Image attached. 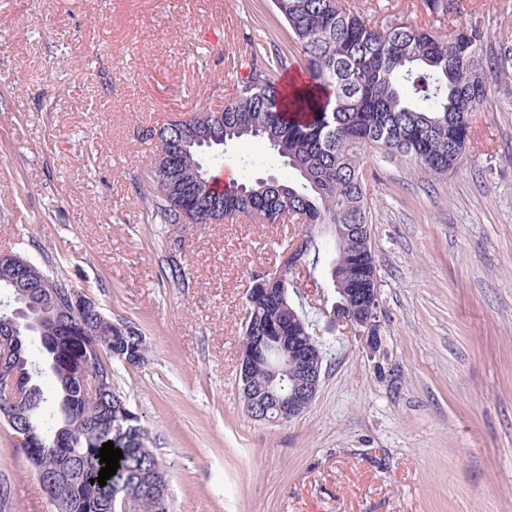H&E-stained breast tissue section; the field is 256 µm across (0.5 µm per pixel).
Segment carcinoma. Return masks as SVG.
Returning <instances> with one entry per match:
<instances>
[{
  "mask_svg": "<svg viewBox=\"0 0 512 512\" xmlns=\"http://www.w3.org/2000/svg\"><path fill=\"white\" fill-rule=\"evenodd\" d=\"M450 0H423L438 20L451 17ZM290 29L311 87L286 96L277 75L290 67L287 57L253 48L246 73L220 110L172 120L151 133L156 150L151 163L153 220L158 224H221L240 214L262 224L290 217L304 224L297 251L269 275L252 276L243 321V350L253 336L269 337L267 360L285 356L286 336L309 341V321L288 296L294 270L331 248V282L360 280L376 287L363 170L372 152H381L427 175L453 170L465 150L471 114L489 98L484 77L485 35L476 25L458 26L450 36L408 24L371 26L357 5L341 0H272ZM260 141L277 153L295 181L270 176L233 181L218 193L210 187L207 162L224 147ZM70 284L13 253L0 255V304L29 306L31 330L17 321L20 336L12 368L29 378L30 408L16 412L8 426L32 427L46 447L31 464L42 478L59 471L74 479L57 512H115L121 499L137 512H168L167 502L138 490L148 478L166 484L148 433L126 399L112 385V360L143 364V333L128 321L111 326L98 315L72 313L58 304ZM348 316L364 312L365 301L338 296ZM46 336L49 342H31ZM87 359L100 373L97 395L83 397L73 360ZM251 416L273 417L272 401H247ZM67 444L53 438L65 426ZM111 441L123 459L106 485L91 483L103 464L97 457Z\"/></svg>",
  "mask_w": 512,
  "mask_h": 512,
  "instance_id": "carcinoma-1",
  "label": "carcinoma"
}]
</instances>
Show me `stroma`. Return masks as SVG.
Here are the masks:
<instances>
[{
	"mask_svg": "<svg viewBox=\"0 0 512 512\" xmlns=\"http://www.w3.org/2000/svg\"><path fill=\"white\" fill-rule=\"evenodd\" d=\"M356 0L368 22L512 45V0ZM301 56L271 0H0V251L135 323L148 360L112 383L167 471L169 512H512V69L490 70L443 177L374 154L364 179L380 293L376 349L331 324L324 266L290 297L324 351L311 404L251 418L239 388L254 272L301 225L158 224L150 129L223 107L249 46ZM236 180L287 171L263 143L224 150ZM6 512H56L0 424Z\"/></svg>",
	"mask_w": 512,
	"mask_h": 512,
	"instance_id": "obj_1",
	"label": "stroma"
}]
</instances>
